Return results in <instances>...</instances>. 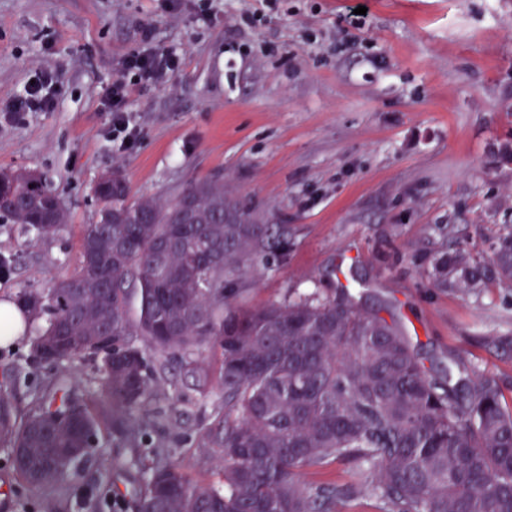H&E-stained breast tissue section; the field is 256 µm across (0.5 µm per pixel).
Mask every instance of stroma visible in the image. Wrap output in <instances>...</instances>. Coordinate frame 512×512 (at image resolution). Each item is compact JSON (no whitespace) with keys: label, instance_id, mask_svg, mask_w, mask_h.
Segmentation results:
<instances>
[{"label":"stroma","instance_id":"stroma-1","mask_svg":"<svg viewBox=\"0 0 512 512\" xmlns=\"http://www.w3.org/2000/svg\"><path fill=\"white\" fill-rule=\"evenodd\" d=\"M146 29L182 65L138 90L140 141L120 154L103 98ZM44 70L58 75L55 106L0 117V168L40 175L70 222L40 237L0 219V300L72 272L101 174L162 200L220 178L256 223L288 227L287 262L251 275L248 305L354 288L366 309L397 310L432 376L460 368L512 394V343H500L512 340V282L490 261L512 226V0H211L206 17L196 0H0V109ZM446 254L478 264L481 282L437 284ZM31 341L0 346V393L18 413L59 376L99 400L96 361L43 364ZM219 404L191 389L149 402L151 439L193 476L218 468L202 443ZM114 456L101 430L61 512L101 498V512H131L137 478Z\"/></svg>","mask_w":512,"mask_h":512}]
</instances>
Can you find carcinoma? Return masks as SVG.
Masks as SVG:
<instances>
[{"label": "carcinoma", "instance_id": "obj_1", "mask_svg": "<svg viewBox=\"0 0 512 512\" xmlns=\"http://www.w3.org/2000/svg\"><path fill=\"white\" fill-rule=\"evenodd\" d=\"M0 183L1 217L39 236L67 224L62 206L42 220L55 192L40 176L0 172ZM93 192L101 207L74 272L18 298L44 321L34 354L100 359L103 401L77 404L63 378L33 389L23 415L0 401V449L37 493L17 497L15 512H55L67 491L51 468L89 460L107 423L140 475L133 512H335L356 486L304 473L342 461L370 475L380 512H512V398L496 378L433 379L399 322L363 309L350 288L241 307L252 267L288 260V225L250 223L222 180L160 201L105 175ZM185 198L199 223H181ZM492 263L512 281V228ZM165 383L220 391L205 442L219 483L192 478L149 440L146 407Z\"/></svg>", "mask_w": 512, "mask_h": 512}]
</instances>
